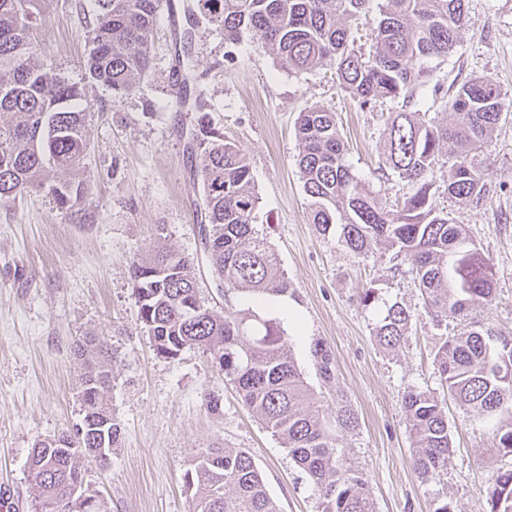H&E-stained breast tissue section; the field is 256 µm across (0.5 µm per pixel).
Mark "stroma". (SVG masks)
Here are the masks:
<instances>
[{
	"label": "stroma",
	"instance_id": "stroma-1",
	"mask_svg": "<svg viewBox=\"0 0 512 512\" xmlns=\"http://www.w3.org/2000/svg\"><path fill=\"white\" fill-rule=\"evenodd\" d=\"M185 13L188 0H175ZM172 12V13H175ZM171 12L161 10L151 43L152 65L126 96L87 82L83 23L67 0L35 24L40 62L84 83L93 113L91 147L70 172L85 197L60 206L31 191L0 208V501L9 512H35L36 491L27 461L34 440L67 430L79 419L81 359L76 344L87 332L107 336L113 367L112 412L122 430L108 467L89 464L87 479L109 512H189L185 474L215 442L251 454L280 512H322L308 475L243 403L201 350L157 354L138 319L130 268L157 243L192 258L202 294L224 308L198 235L200 193L187 132L204 122L248 156L260 197L254 227L266 235L288 276L290 295L257 306L280 321L317 403L336 410L344 395L358 415L355 430L338 435L347 466L360 472L376 512H490L493 474L512 469L499 444L512 428V408L482 417L460 407L435 369L446 334L424 308L411 266L394 253L349 250L340 227L321 234L312 223L298 168V115L319 103L335 109L356 177L386 206L406 191L394 173H382L387 113L359 109L326 70H284L254 39L228 45L208 27L196 31L191 64L175 54ZM469 21L455 52L435 62L445 87L478 76L496 79L512 96V0H467ZM481 203L448 205L495 274L488 304L469 320L512 338V114L499 123L481 155ZM375 297L363 302L366 289ZM414 318L399 347L382 348L376 327L388 305ZM333 358L324 380L315 344ZM431 393L448 419L452 448L439 479L422 481L403 400L410 390ZM219 394L212 410L206 391Z\"/></svg>",
	"mask_w": 512,
	"mask_h": 512
}]
</instances>
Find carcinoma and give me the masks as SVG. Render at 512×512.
Listing matches in <instances>:
<instances>
[{
    "label": "carcinoma",
    "instance_id": "1",
    "mask_svg": "<svg viewBox=\"0 0 512 512\" xmlns=\"http://www.w3.org/2000/svg\"><path fill=\"white\" fill-rule=\"evenodd\" d=\"M369 0H193L195 23L224 31L235 44L249 36L288 71L327 69L356 105L386 101L390 113L379 169L405 182L400 204L389 208L367 191L347 163L336 112L315 104L300 113L298 167L312 223L326 233L341 226L346 247L357 254L385 247L412 266L427 312L437 323L491 300L494 275L482 254L467 247L464 227L440 208L435 168L447 169L443 193L459 204L483 200L477 151L512 112V98L488 77L443 92L426 65L456 49L468 23L466 0H382L371 31V49H355L347 22ZM54 0H0V207L33 190L48 189L62 205L80 201L82 185L67 175L91 144V112L85 86L35 62L32 32ZM162 0H93L84 21L87 78L114 95L132 93L150 68L149 45ZM439 105L448 122L427 112ZM189 149L199 150L195 170L205 214L199 234L213 277L224 296L256 303L288 293L276 252L256 235L259 204L250 162L240 147L202 124L191 128ZM133 295L140 322L156 352L176 357L195 347L234 384L263 427L281 440L322 497V512H375L365 480L344 465L336 431L357 426L353 406L340 398L326 416L289 346L288 331L250 308L219 311L202 296L194 261L157 246L132 263ZM411 311L394 303L376 327L385 349L400 346ZM84 363L79 385V423L38 437L28 460L40 512H108L89 488L88 464L100 449L118 447L121 429L112 414L114 353L106 337L87 333L77 344ZM442 385L477 415L512 407V339L472 322L447 336L435 354ZM404 410L416 450L413 466L428 481L448 465V419L435 397L410 391ZM81 494L72 496V487ZM190 512H279L252 456L215 442L186 473ZM490 512H512V470L492 476Z\"/></svg>",
    "mask_w": 512,
    "mask_h": 512
}]
</instances>
